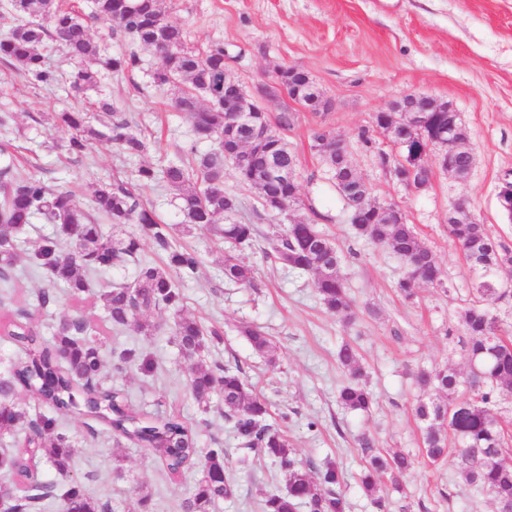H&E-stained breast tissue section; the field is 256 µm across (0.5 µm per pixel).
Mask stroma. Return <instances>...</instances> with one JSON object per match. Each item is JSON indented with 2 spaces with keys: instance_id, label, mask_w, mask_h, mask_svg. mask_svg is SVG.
<instances>
[{
  "instance_id": "35a3bbf8",
  "label": "stroma",
  "mask_w": 512,
  "mask_h": 512,
  "mask_svg": "<svg viewBox=\"0 0 512 512\" xmlns=\"http://www.w3.org/2000/svg\"><path fill=\"white\" fill-rule=\"evenodd\" d=\"M165 2L183 24L189 47L203 51L223 44L225 73L269 117L294 112L295 123L282 136L300 159L301 202L288 214L265 215L255 191L239 185L233 170L225 169L224 186L239 196L241 218L258 229L252 246L242 253L255 269V285L225 284L223 241L203 230L178 232V241L196 250L201 264L195 278L179 284V310L153 308L141 314V322L152 326L150 334L132 326L112 329L97 296L75 302L62 287L57 306L41 311L37 295L47 281L39 274H25L15 282L18 306L29 311L31 324L44 337H51L52 325L61 319L79 315L104 349L123 343L154 359L150 375L105 365L106 383L124 393L138 412L160 411L188 422L200 447L216 441L224 446L225 475L236 495L214 512H260L266 494L286 489L285 476L270 462L257 460L243 467L245 452L224 421L220 399H213L205 411L192 396V373L217 361L239 365L244 379L269 399L268 422L283 426L298 459L315 467L333 462L342 469L347 512H374L358 483L368 459L359 443L364 436L373 441L375 452L402 451L412 460L401 490L383 485L386 512H497L493 497L474 493L453 462L433 464L424 456L422 424L414 406L426 393L416 387L412 373L420 368H466L455 334L461 329L459 313L469 299L474 274L448 233L453 205L466 202L495 240L512 246V219L498 203L503 179L512 176V0ZM138 54L140 68L105 76L81 93L68 81L77 63L58 50H50L49 58L66 79L49 89L30 87L19 70L0 63V113L14 115L10 126L0 127V142L13 145L17 176L71 189L86 206L97 185L128 176L139 162L162 165L190 140V123L171 107L179 86H155L154 52L142 48ZM289 66L310 76L330 102L329 110L311 111L283 92L261 94L276 71ZM409 93L454 107L464 145L475 158L466 179L442 169L434 152L425 158L431 179L418 189L400 184L384 164V157L397 156L398 149L375 129L374 115ZM102 97L128 112L145 133L148 147L139 160L125 157L107 140L86 156L66 154L69 132L55 122V113L90 109ZM318 127L346 139L350 161L376 203L401 208L407 223L435 253L440 284L420 286L410 300L398 293L405 265L385 247L356 236L325 163L311 148V133ZM364 129L370 132L371 144L359 139ZM315 213L321 216L319 229L339 250V273L354 303L349 322L326 310L311 274L289 270L271 254V224L288 225ZM181 315L220 330V341L202 357L181 355L174 336ZM243 322L266 331L274 343L272 354L252 348L237 330ZM346 340L357 345L376 397L367 413L344 409L336 399L345 380L337 351ZM59 424L73 442L75 465L65 475L37 458L33 481L80 480L105 512H125L130 500L142 494L151 496V512H181L198 476L197 465H188L177 477L155 450L117 439L105 426L89 429L86 417L63 414Z\"/></svg>"
}]
</instances>
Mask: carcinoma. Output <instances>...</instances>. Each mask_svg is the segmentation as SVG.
Instances as JSON below:
<instances>
[{
	"label": "carcinoma",
	"instance_id": "cac0c4a2",
	"mask_svg": "<svg viewBox=\"0 0 512 512\" xmlns=\"http://www.w3.org/2000/svg\"><path fill=\"white\" fill-rule=\"evenodd\" d=\"M0 10L15 17L16 23L0 35V62L20 67L27 81L35 87L58 85L63 75L47 61V42L54 43L70 58L90 61L99 68L80 69L72 75L77 90L94 87L104 68L116 75L140 67L141 58L131 49L118 57H106L91 36L89 25L74 7L59 0H0ZM91 17L112 26V32L132 44L155 48L163 44L162 55L152 73L155 85L180 84L181 96L173 108L184 113L194 140L160 167L139 165L131 178H117L97 187L89 207L81 206L75 194L66 189L54 190L35 178L15 175L13 164H0V285L8 286L17 276V262L23 251L22 234L38 218L58 224L59 235L67 245L61 251L59 240L47 238L34 254L33 261L53 284H62L73 301L89 292L87 274L134 264L139 267L134 287H116L103 291L100 299L108 321L115 328L134 325L148 331L149 324L137 320L140 312L164 305L176 307L181 295L171 278L174 268L181 278L195 277L200 260L197 252L182 246L169 231V224L156 212L153 204L140 198L138 190L162 183L181 200V223L204 229L237 248L252 245L257 229L238 218L239 197L224 188V167L234 170L239 183L255 190L261 208L274 216L283 215L299 203L298 182L270 176L268 165L276 161L284 168L298 170V155L274 129L261 151L251 149L250 126L230 128L224 125V46L215 45L202 54L187 47L184 29L163 0H91ZM279 79L287 95L314 111L324 109L325 100L309 76L296 71L293 81L288 73ZM206 97L208 105L200 103ZM98 110L110 117L107 131L95 126L84 111L58 112L59 125L70 130L66 144L70 156L87 155L93 144L107 139L121 153L135 158L146 150V139L132 130L126 115L116 112L110 100L98 101ZM423 137L430 140L448 125V113H427ZM214 142L216 147L199 152L197 145ZM312 149L328 166L337 193L347 202L349 214L358 210L383 209L373 203L371 189L356 175L349 162L346 140L322 128L311 133ZM442 159L441 167L453 164L468 174L474 157L468 152L448 155V147L435 144ZM394 168L407 175L405 185L422 186L429 181L423 175L427 167L421 159L424 146L419 139L399 147ZM319 214L285 228L272 227L275 258L293 271L314 276L315 288L331 313L351 317L352 300L344 280L337 274L340 256L336 244L317 227ZM115 226L134 224L139 235L119 239L106 233L100 220ZM64 224L80 225L71 235ZM355 233L387 247L406 265L398 288L407 299L415 296L422 284H441V271L434 253L425 246L413 227L405 222L355 224ZM448 231L461 246L476 273L472 298L462 309L459 322L463 330L461 343L466 358V372L442 367L419 369L415 382L434 396L421 400L415 408L418 420L425 423L422 452L438 464L449 458L457 461V470L468 486L477 493L491 494L499 512L512 509V449L509 433L495 413L500 398L512 394V335L503 327L492 308L512 302V289L501 288L491 272L501 265L512 266V248L495 241L486 225L475 220L470 224H450ZM148 238L160 265L139 254L140 237ZM224 282L237 287L253 286L254 270L235 255L224 256ZM22 310L0 318V336L8 337L23 356L8 365L0 375V426L24 427L39 437L42 456L59 473L69 471L73 445L69 438L54 431L55 419L41 415L35 419L16 402L18 389L55 411L77 412L100 421L112 431L140 448L165 449L170 472L183 469L193 459L200 460V475L189 497L181 504L182 512H212L220 502L235 496L234 485L225 477V449L198 448L193 428L177 416L140 414L132 410L118 390L104 386L101 349L90 337L88 322L82 318L63 319L54 331V341L46 342L39 330L19 323ZM241 333L252 347L270 353L272 341L263 330L243 324ZM175 336L183 357L194 359L207 348L208 341L219 340L220 333L205 328L194 317L175 322ZM337 358L346 371V382L338 391L340 404L351 410H369L374 396L365 381L366 373L359 361L357 348L343 343ZM113 367L123 371L136 368L143 373L153 369L150 357L123 349L116 354ZM196 402L206 410L214 395L224 401V419L232 424L243 449L254 450L271 461L286 477L282 493L268 494L263 512H346L344 477L338 465L329 462L317 470L305 467L296 458L283 430L266 423L269 408L265 398L249 387L238 366L218 364L213 369H198L190 379ZM19 449L13 455H0V468L12 470L21 478L28 472L18 464ZM411 460L403 452L372 454L360 476V488L374 507L385 508L379 495L384 480L399 486ZM59 501L61 510L75 507L80 512H101L102 506L88 497L82 484L71 480L65 485L43 483L28 488L14 499L8 512H28L41 508L48 499Z\"/></svg>",
	"mask_w": 512,
	"mask_h": 512
}]
</instances>
